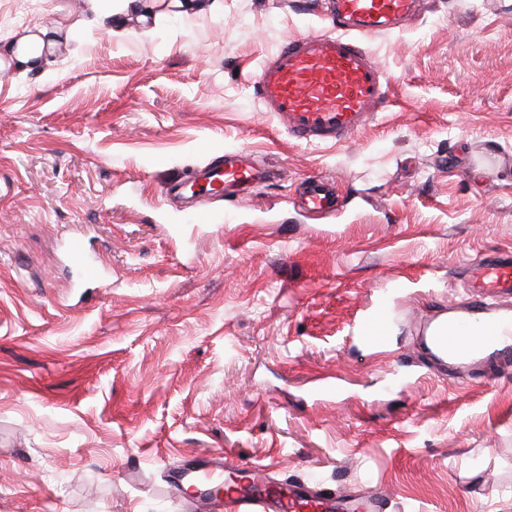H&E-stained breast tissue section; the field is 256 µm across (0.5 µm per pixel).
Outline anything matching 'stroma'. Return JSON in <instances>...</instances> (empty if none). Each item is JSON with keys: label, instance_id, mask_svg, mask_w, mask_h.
Masks as SVG:
<instances>
[{"label": "stroma", "instance_id": "obj_1", "mask_svg": "<svg viewBox=\"0 0 512 512\" xmlns=\"http://www.w3.org/2000/svg\"><path fill=\"white\" fill-rule=\"evenodd\" d=\"M203 2L114 35L92 0H0V47L59 43L50 77L0 70V512H197L168 471L219 454L387 512H512V369L451 377L420 345L471 261L512 253V0L367 38L390 102L337 146L250 90L329 31L313 0ZM230 149L274 177L164 198ZM315 177L335 211L304 209ZM73 240L105 280L76 287ZM383 304L386 348L358 330Z\"/></svg>", "mask_w": 512, "mask_h": 512}]
</instances>
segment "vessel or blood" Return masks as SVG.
I'll return each instance as SVG.
<instances>
[{"label":"vessel or blood","instance_id":"vessel-or-blood-1","mask_svg":"<svg viewBox=\"0 0 512 512\" xmlns=\"http://www.w3.org/2000/svg\"><path fill=\"white\" fill-rule=\"evenodd\" d=\"M331 31L288 38L260 66L252 83L256 100L273 113L289 136L305 144H340L354 136L389 100V80L364 45L365 38L403 29L426 10V0H327ZM269 170L247 157L228 153L214 159L192 183L169 182L165 198L223 190L233 199L270 178ZM304 202L313 210L333 209L336 191L328 180L306 183ZM471 297L462 314L428 321L424 348L451 373L488 374L512 368V329L501 328L498 303L512 296V257H484L469 268ZM204 477L231 478L224 494L226 512H386L379 492L323 498L311 483H274L265 469L222 467L218 459L171 473L173 484Z\"/></svg>","mask_w":512,"mask_h":512}]
</instances>
